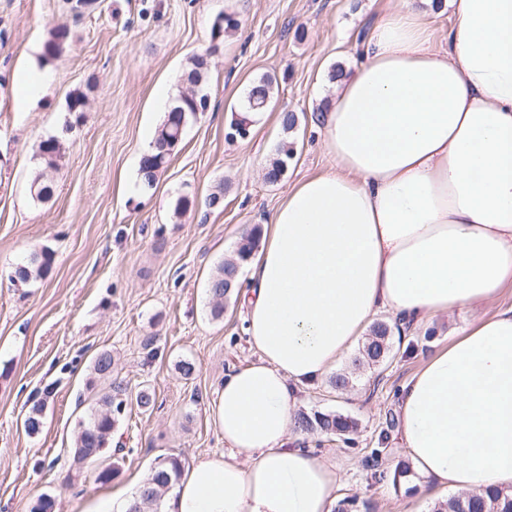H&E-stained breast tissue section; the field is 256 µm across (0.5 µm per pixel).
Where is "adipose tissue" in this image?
Segmentation results:
<instances>
[{"instance_id": "obj_1", "label": "adipose tissue", "mask_w": 512, "mask_h": 512, "mask_svg": "<svg viewBox=\"0 0 512 512\" xmlns=\"http://www.w3.org/2000/svg\"><path fill=\"white\" fill-rule=\"evenodd\" d=\"M399 0L321 117L333 170L300 180L241 293L256 362L211 409L227 452L196 460L165 512H333L336 469L289 447L297 386L322 380L378 312L427 324L512 288V0ZM420 493L512 494V308L460 328L404 385Z\"/></svg>"}]
</instances>
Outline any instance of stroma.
<instances>
[{"instance_id":"stroma-1","label":"stroma","mask_w":512,"mask_h":512,"mask_svg":"<svg viewBox=\"0 0 512 512\" xmlns=\"http://www.w3.org/2000/svg\"><path fill=\"white\" fill-rule=\"evenodd\" d=\"M392 0H100L93 14L74 18L64 0H0V512H29L43 495L53 512L82 505L146 477L163 458L183 465L223 452L224 436L210 406L225 377L255 360L244 332L238 295L213 318L208 284L217 266L234 258L246 228L267 223L301 178L333 169L315 118L333 94L329 72L359 56L360 37ZM235 11L238 28L213 32L215 17ZM73 37L46 57L54 28ZM211 51L209 106L192 117L167 169L153 186L128 194L138 179L142 147L154 136L183 85L193 55ZM35 62L52 83L25 104L17 68ZM276 77L271 106L251 115L248 139L225 132L242 112L249 85ZM95 83L78 125L66 129L69 96ZM300 117L296 154L276 185L262 175L279 140L281 112ZM63 144L58 169L37 154L48 137ZM47 173L52 195L29 194ZM223 191L211 210L209 195ZM189 206L175 215L177 199ZM54 261L43 278L12 281L32 251ZM512 307V290L493 303L435 318L428 327L402 325L380 366L363 369L349 391L329 380L298 387L297 408L342 413L358 421L349 441L292 433L302 447L335 464L337 498L357 512H414L410 483L371 479L372 468L393 470L407 458L399 446V394L412 375L456 330ZM112 356V377L99 378L94 360ZM194 366L183 375L182 363ZM149 389L141 411L133 399ZM107 390L125 410L112 431L111 481L74 465L76 422ZM43 404V426L28 434L23 420Z\"/></svg>"}]
</instances>
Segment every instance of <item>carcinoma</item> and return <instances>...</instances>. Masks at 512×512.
Segmentation results:
<instances>
[{"instance_id": "obj_1", "label": "carcinoma", "mask_w": 512, "mask_h": 512, "mask_svg": "<svg viewBox=\"0 0 512 512\" xmlns=\"http://www.w3.org/2000/svg\"><path fill=\"white\" fill-rule=\"evenodd\" d=\"M71 31L66 27H59L51 33V38L45 44V55L48 57L57 56L66 40L70 38ZM191 68L185 72V80L189 85L197 87L198 95L194 99L179 93L171 111L167 112L163 122L155 135L153 148L144 154L140 160L139 172L147 185H152L159 171L163 167L156 164L154 159L168 150L165 145L164 129L175 117V112L185 113L186 118H191L198 112L207 108V81L209 62L204 55L194 56L190 62ZM277 81L266 75L253 81L247 92L246 110L249 112H263L272 101ZM299 121L294 112L284 111L280 113L279 122L284 137L278 144L274 156L266 168L264 179L267 183L274 185L284 176L281 163L288 160L291 155V146L294 141L290 133ZM62 144L56 137L44 139L39 144V156L46 167L54 169L58 166V159L61 158ZM260 235V227L254 226L250 236L243 239L237 249L236 257L229 261L222 262L209 282V292L214 301L211 311L212 317L218 319L224 312V299L230 297L231 288L225 281L226 267H241L248 263L256 240ZM53 263V254L43 249L31 254L29 261L16 268L15 279L21 282H28L31 279L41 278L48 273ZM393 329L384 322L375 323L370 330V336L360 351V356L353 360V369L338 373L332 384L338 391H344L352 383L353 374L360 367L365 365H376L383 361L391 350V337ZM122 402H114L112 395L102 396L97 407L84 416L79 422V435L76 441L74 456L80 461L98 459L101 454L97 453L99 448H107L112 441V429L116 423V415L121 413ZM43 405H34L26 415L23 425L30 434H36L42 426ZM357 427V422L349 416L340 414L315 413L311 416L300 415L296 420L295 429L310 434L314 432L326 435L347 436ZM182 465L177 459L162 461L151 470L150 476L141 484L133 504L128 512H142L144 506L149 505L153 509L160 507L164 494L170 490L178 481L181 475ZM434 512H512V495H505L500 491L491 490L484 495L459 494L448 499L447 502L435 507Z\"/></svg>"}]
</instances>
